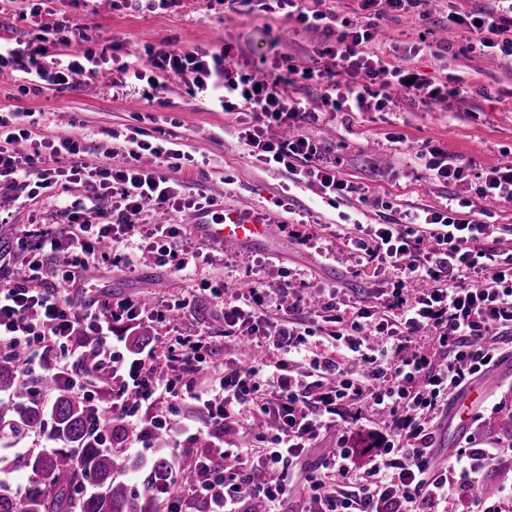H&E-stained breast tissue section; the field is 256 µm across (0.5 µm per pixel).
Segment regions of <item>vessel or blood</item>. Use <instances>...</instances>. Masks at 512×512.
Returning <instances> with one entry per match:
<instances>
[{
    "label": "vessel or blood",
    "mask_w": 512,
    "mask_h": 512,
    "mask_svg": "<svg viewBox=\"0 0 512 512\" xmlns=\"http://www.w3.org/2000/svg\"><path fill=\"white\" fill-rule=\"evenodd\" d=\"M192 234L207 243L260 245L270 241L272 223L263 213L247 214L237 208L220 210L215 216L198 218L190 226ZM481 388L473 387L450 407V415L457 423H465L472 405L482 398Z\"/></svg>",
    "instance_id": "obj_1"
}]
</instances>
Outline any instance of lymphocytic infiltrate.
Masks as SVG:
<instances>
[{
    "label": "lymphocytic infiltrate",
    "instance_id": "1",
    "mask_svg": "<svg viewBox=\"0 0 512 512\" xmlns=\"http://www.w3.org/2000/svg\"><path fill=\"white\" fill-rule=\"evenodd\" d=\"M39 0L51 19L44 37L13 45L0 41V75L16 71L37 85L91 81L115 63L111 84L126 89L147 82L152 93L191 78L193 93L208 107L235 114L237 138L262 165L286 171L294 183L315 188L328 201H366L362 185L343 178L321 137L299 129L303 111L279 82L244 73L229 49H161L148 55L108 42L100 50L72 49L76 37L66 11ZM289 19L331 39L320 54L323 68H303V79L322 84L325 103L348 112L366 111L369 98L390 102L392 92L448 99V84L411 67L425 42L402 49L395 59L376 50L377 21L415 8L419 0H358L356 15L341 14L333 0H280ZM477 16H449V24L480 37L483 48L512 58V0ZM368 85L353 82L358 73ZM24 111L0 118V197L11 202L50 194L60 221L27 228L37 253L13 279L0 283V359L16 360L33 399L49 405L44 379L80 399L91 412L99 447L141 453L159 435L203 439L194 460L197 478L182 486L166 512H183L205 497L214 512H239L257 499L264 512H283L299 495V512H512V488L484 495L485 472L512 466V442L493 438L459 448L444 469L435 467L436 427L448 399L470 380L494 368L500 347L512 343V248L485 251L481 241H512L511 224H489L467 211L466 201L440 210L421 208L394 224L355 225L342 237L358 262L378 282L372 304L321 289V305L297 288L289 273L286 296L271 304L253 287L223 298L224 334L255 346L249 359L224 369L210 361L207 336H156L138 348L129 338L154 316L147 304L76 301L95 256H108L127 228L145 212L157 216L146 239L164 241L163 256L183 275L196 273L201 252L181 245L177 214L214 207L212 197L189 193L180 181L160 175L193 163L182 144H154L125 136L121 148L104 149L101 161H86L79 134L34 137ZM413 161L448 185L466 167L445 149L424 143ZM39 177H32L33 167ZM109 198L112 220L94 224L91 209L71 200L72 187ZM95 242L86 245L85 234ZM67 254L57 274L72 291L43 288L44 259ZM331 326L317 340L318 322ZM241 432L250 444H226ZM333 437L334 448L316 471L299 474L297 463Z\"/></svg>",
    "mask_w": 512,
    "mask_h": 512
}]
</instances>
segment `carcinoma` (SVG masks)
Listing matches in <instances>:
<instances>
[{
  "instance_id": "cac0c4a2",
  "label": "carcinoma",
  "mask_w": 512,
  "mask_h": 512,
  "mask_svg": "<svg viewBox=\"0 0 512 512\" xmlns=\"http://www.w3.org/2000/svg\"><path fill=\"white\" fill-rule=\"evenodd\" d=\"M1 391L13 400L0 404V432L43 423V408L30 398L28 383L18 376L12 359L0 360ZM51 416L60 447L23 460L0 455V472L23 467L28 473L24 494L0 493V512H164L157 487L181 486L196 478L193 457H181L175 467L159 458L145 467L142 490L136 492L124 479L126 460L89 441L83 402L57 390Z\"/></svg>"
}]
</instances>
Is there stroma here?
<instances>
[{
    "mask_svg": "<svg viewBox=\"0 0 512 512\" xmlns=\"http://www.w3.org/2000/svg\"><path fill=\"white\" fill-rule=\"evenodd\" d=\"M494 6V0H422L416 15L381 18L384 46L405 47L427 37L434 49L416 56L415 67L430 77L461 80L465 100L452 99L442 107L398 96L383 107L372 98L368 111L350 120L344 111L322 102V87L291 73V66L316 59L326 40L321 32L290 21L277 0L266 10L250 5L231 14L225 13L219 0H176L175 5L153 12L127 9L116 0H79L67 5L83 47L95 48L113 38L137 52L148 47L226 46L245 71L291 85L308 111L315 113V129L334 147L343 177L368 187L369 199L363 203L342 199L328 203L306 188L287 190L285 172L248 156L237 139L233 115L208 110L190 96L183 82L148 100L134 92L115 93L103 78L59 90H37L28 80L10 76L0 79V114L32 113L33 130L42 135L77 130L91 150L112 146L114 135L128 134L136 127L152 136L171 133L195 157L190 169L177 174L186 186L224 206L269 214L275 226L270 247L204 245L205 259L190 283L171 266L160 264L153 248L135 251L133 267L108 260L87 273L95 285L94 296L113 303L142 298L167 308L190 299L189 308L176 310L172 319L151 323L148 332L214 336L212 361L220 368L233 357L237 343L225 337L222 302L209 295V288L224 284L233 289L254 282L277 288L283 271L290 269L303 272L307 292L334 285L347 296L367 297L368 277L358 273L356 258L336 237L337 226L349 219L383 224L400 218L407 209L442 208L453 197L473 201L483 210L486 223L512 225V203L479 198L474 178L443 187L408 159L415 148L430 141L476 170L512 162V60L488 53L465 29L448 28L444 21L450 11L466 17ZM30 10L29 0H0V38L24 44L40 36L39 20ZM57 221L50 198L20 205L9 223H0V248L7 252L0 269L15 272L27 259L18 241L22 226ZM284 224L320 227L333 259L321 263L315 248L299 245L281 232ZM497 373L499 384L493 389L486 387L483 378H476V386L485 390V400L474 408L473 419L465 427H457L447 415L440 420L437 466L446 465L453 449L472 445L477 433L502 435L500 419L512 412V347L504 348Z\"/></svg>",
    "mask_w": 512,
    "mask_h": 512,
    "instance_id": "1",
    "label": "stroma"
}]
</instances>
